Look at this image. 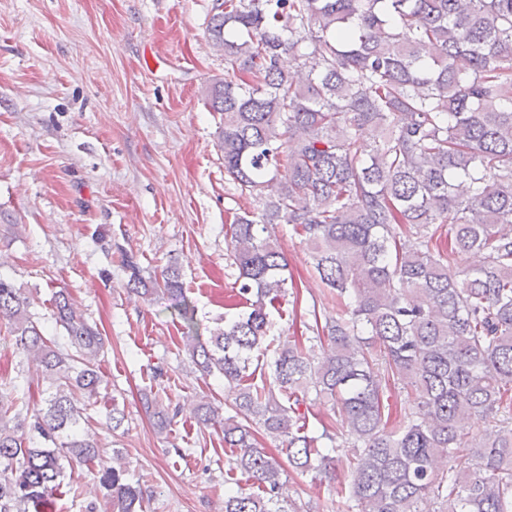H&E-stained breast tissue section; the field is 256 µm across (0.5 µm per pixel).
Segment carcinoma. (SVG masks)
I'll use <instances>...</instances> for the list:
<instances>
[{"label": "carcinoma", "instance_id": "carcinoma-1", "mask_svg": "<svg viewBox=\"0 0 512 512\" xmlns=\"http://www.w3.org/2000/svg\"><path fill=\"white\" fill-rule=\"evenodd\" d=\"M207 32L224 54L205 91L224 175L259 203L230 225L246 311L200 336L179 262L149 277L121 262L131 293L179 302L185 352L224 379L231 413L203 398L194 418L224 432L226 475L256 487L225 494L224 512H312L283 496L285 467L260 436L314 481L332 477L329 449L350 445L347 479L329 489L336 512H512V0H222ZM270 224L308 246L337 310L311 311L308 345L278 342L258 383L288 282ZM458 252L483 261L452 275ZM34 304L0 277V325L48 393L24 410L0 393V512L51 502L66 470L93 462L110 512H143L132 462L102 458L83 432L103 390L102 333L62 288V347ZM396 389L409 407L394 417L384 398ZM312 394L341 428L310 429ZM144 400L169 433L179 407ZM466 455L472 467L456 470Z\"/></svg>", "mask_w": 512, "mask_h": 512}]
</instances>
